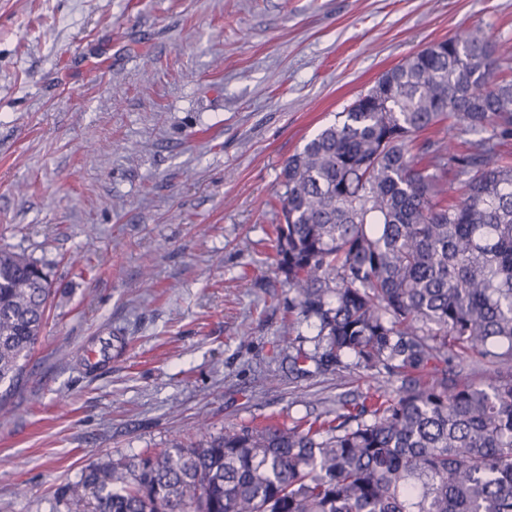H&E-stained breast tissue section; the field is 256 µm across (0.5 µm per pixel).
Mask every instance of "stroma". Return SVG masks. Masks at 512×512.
Instances as JSON below:
<instances>
[{"label":"stroma","instance_id":"1","mask_svg":"<svg viewBox=\"0 0 512 512\" xmlns=\"http://www.w3.org/2000/svg\"><path fill=\"white\" fill-rule=\"evenodd\" d=\"M512 0H0V248L50 262L0 384V512H57L101 458L289 425L371 374L296 377L269 234L284 161L408 54ZM111 342L101 368L88 349Z\"/></svg>","mask_w":512,"mask_h":512}]
</instances>
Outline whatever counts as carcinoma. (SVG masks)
I'll return each instance as SVG.
<instances>
[{"label": "carcinoma", "instance_id": "obj_1", "mask_svg": "<svg viewBox=\"0 0 512 512\" xmlns=\"http://www.w3.org/2000/svg\"><path fill=\"white\" fill-rule=\"evenodd\" d=\"M509 56L478 29L435 42L283 163L271 247L317 333L312 353L289 330L279 345L296 370L384 376L373 391L333 417L93 462L57 489L66 512H512ZM447 118L466 151L420 138ZM49 266L0 250L1 383L44 329Z\"/></svg>", "mask_w": 512, "mask_h": 512}]
</instances>
